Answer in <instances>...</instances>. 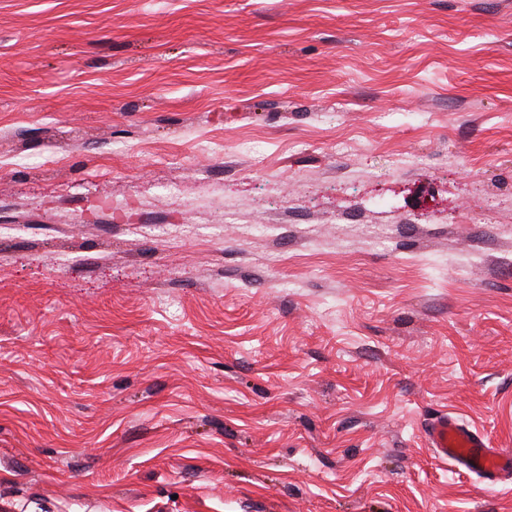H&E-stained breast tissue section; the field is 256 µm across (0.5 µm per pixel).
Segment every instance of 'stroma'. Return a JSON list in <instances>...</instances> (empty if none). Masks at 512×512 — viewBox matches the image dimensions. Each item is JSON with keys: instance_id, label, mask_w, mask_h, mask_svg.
<instances>
[{"instance_id": "1", "label": "stroma", "mask_w": 512, "mask_h": 512, "mask_svg": "<svg viewBox=\"0 0 512 512\" xmlns=\"http://www.w3.org/2000/svg\"><path fill=\"white\" fill-rule=\"evenodd\" d=\"M512 0H0V512H512ZM425 435L442 464L482 474L491 484L512 481V453L492 448L486 437L466 422L446 413L429 423Z\"/></svg>"}]
</instances>
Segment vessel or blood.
Wrapping results in <instances>:
<instances>
[{
	"instance_id": "obj_1",
	"label": "vessel or blood",
	"mask_w": 512,
	"mask_h": 512,
	"mask_svg": "<svg viewBox=\"0 0 512 512\" xmlns=\"http://www.w3.org/2000/svg\"><path fill=\"white\" fill-rule=\"evenodd\" d=\"M426 440L441 463L484 475L493 484L512 482V453L491 447L477 429L444 414L432 420Z\"/></svg>"
}]
</instances>
